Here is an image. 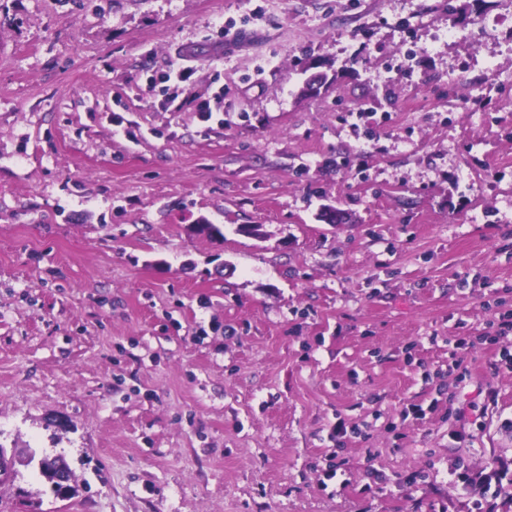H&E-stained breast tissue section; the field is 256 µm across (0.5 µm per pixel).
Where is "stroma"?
Instances as JSON below:
<instances>
[{
    "instance_id": "35a3bbf8",
    "label": "stroma",
    "mask_w": 512,
    "mask_h": 512,
    "mask_svg": "<svg viewBox=\"0 0 512 512\" xmlns=\"http://www.w3.org/2000/svg\"><path fill=\"white\" fill-rule=\"evenodd\" d=\"M505 318L512 0H0V512H499ZM57 462L63 463L68 470V475L65 479L58 477L53 469ZM38 467L40 473L51 483L52 491L57 498L62 500L71 498L76 491V486L73 485L76 481L69 464L63 456L57 455L52 458L43 456L38 461Z\"/></svg>"
}]
</instances>
